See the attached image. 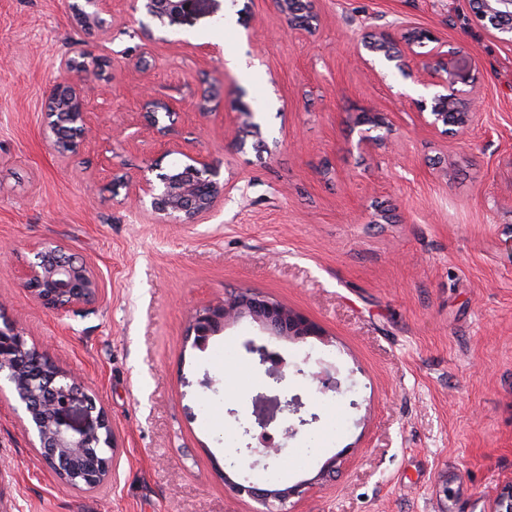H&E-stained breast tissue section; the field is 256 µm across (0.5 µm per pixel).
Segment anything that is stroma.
Listing matches in <instances>:
<instances>
[{"instance_id": "1", "label": "stroma", "mask_w": 512, "mask_h": 512, "mask_svg": "<svg viewBox=\"0 0 512 512\" xmlns=\"http://www.w3.org/2000/svg\"><path fill=\"white\" fill-rule=\"evenodd\" d=\"M80 2L0 0V315L80 375L112 424L117 467L91 491L61 484L1 380L0 512H257L222 471L260 395L303 403L271 432L307 423L283 447L293 469L241 477L290 486L341 458L294 512H489L512 481V45L470 0H314L315 30L289 34L274 0H216L173 26L105 0L99 29L81 23ZM410 26L469 57L481 100L466 134L422 123L428 88L358 61L365 33ZM72 50L108 65L63 75ZM63 80L93 129L64 156L43 130ZM155 101L170 111L154 124ZM244 106L250 135L238 131ZM363 112L389 126L365 147ZM196 154L226 187L207 219L164 224L129 204L147 167ZM48 243L93 267L95 302L34 300L22 270ZM239 290L300 312L322 337L278 342L274 378L245 350L264 340L256 324L194 348L196 311ZM322 361L340 394L307 378Z\"/></svg>"}]
</instances>
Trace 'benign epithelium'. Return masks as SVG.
Returning <instances> with one entry per match:
<instances>
[{
    "label": "benign epithelium",
    "mask_w": 512,
    "mask_h": 512,
    "mask_svg": "<svg viewBox=\"0 0 512 512\" xmlns=\"http://www.w3.org/2000/svg\"><path fill=\"white\" fill-rule=\"evenodd\" d=\"M102 0H84L76 6L79 18L88 26H100ZM146 12L163 25L192 24L210 13L212 0H142ZM276 6L285 16L290 29H311L317 16L312 0H276ZM474 14L482 26L502 40L512 44V0H474ZM413 61L405 60L392 51L390 38L381 34L363 40L364 47L383 56L406 76L414 78L421 72L432 84L446 86L461 83L469 87L472 97L478 96L476 79L465 61L454 52L438 47L426 53L415 51L428 43L437 42L432 31L408 28L402 35ZM85 52H73L59 60L60 71L68 74L85 68ZM460 98L454 93L435 95L431 102H420V116L425 124L451 134L464 133L475 121L477 113L460 110ZM51 106L45 113L47 138L60 152H73L86 132L85 112L80 93L67 81L53 89ZM177 176L168 173L156 179L142 176L136 197L138 203L150 198L152 213L161 221L186 224L205 220L223 197L224 184L216 179L204 159L189 157L179 166ZM25 285L41 305L68 310L95 301L99 294V279L94 269L56 244L43 246L22 272ZM242 320L259 325L265 335L275 340L303 341L322 336L321 327L303 315L256 292H240L223 303L197 311L189 325L188 335L193 346L203 349L209 338ZM7 375L20 398L39 448L38 461L51 469L64 484L81 487L85 478L94 482L106 481L112 474L116 460L93 456L94 448L114 447L112 427L104 414L97 410L95 398L84 396L88 421L75 426L70 420L72 403L80 391L76 377L60 370L45 355L30 349L24 332L14 322L0 323V374ZM321 393L341 392L336 369L321 366L311 373ZM271 419L265 413H256L254 423L244 433L258 440L265 466H279L281 448L269 432ZM226 484L238 494L259 501L260 512H293L287 507L289 499L302 494L311 485L303 480L284 489L245 485L224 476ZM492 512H512V482L504 485L494 497Z\"/></svg>",
    "instance_id": "obj_1"
}]
</instances>
